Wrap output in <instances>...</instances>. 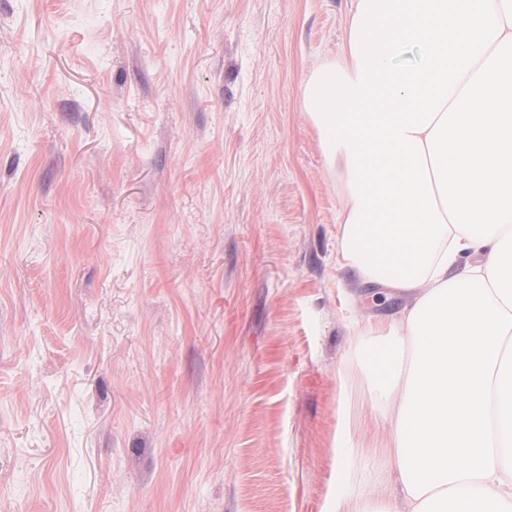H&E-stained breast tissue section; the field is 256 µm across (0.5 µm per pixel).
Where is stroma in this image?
Segmentation results:
<instances>
[{
    "label": "stroma",
    "instance_id": "35a3bbf8",
    "mask_svg": "<svg viewBox=\"0 0 512 512\" xmlns=\"http://www.w3.org/2000/svg\"><path fill=\"white\" fill-rule=\"evenodd\" d=\"M355 0H0V512L395 490L303 108Z\"/></svg>",
    "mask_w": 512,
    "mask_h": 512
}]
</instances>
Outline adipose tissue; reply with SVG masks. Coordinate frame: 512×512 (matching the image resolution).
<instances>
[{
    "mask_svg": "<svg viewBox=\"0 0 512 512\" xmlns=\"http://www.w3.org/2000/svg\"><path fill=\"white\" fill-rule=\"evenodd\" d=\"M303 105L343 262L406 301L361 345L396 490L360 512H512V0H355Z\"/></svg>",
    "mask_w": 512,
    "mask_h": 512,
    "instance_id": "1",
    "label": "adipose tissue"
}]
</instances>
